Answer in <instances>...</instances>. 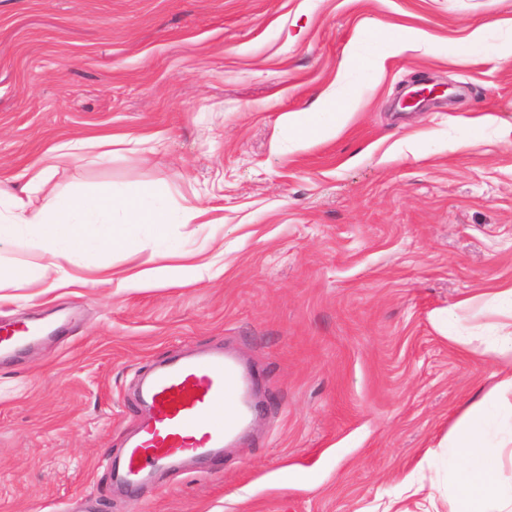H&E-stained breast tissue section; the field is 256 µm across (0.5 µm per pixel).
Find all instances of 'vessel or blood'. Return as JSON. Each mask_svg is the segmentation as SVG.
<instances>
[{"label": "vessel or blood", "instance_id": "obj_1", "mask_svg": "<svg viewBox=\"0 0 512 512\" xmlns=\"http://www.w3.org/2000/svg\"><path fill=\"white\" fill-rule=\"evenodd\" d=\"M253 376L217 349L203 356H179L152 368L141 386L149 414L122 464V476L137 485L151 468L194 457L220 458L256 412ZM225 416H218V408Z\"/></svg>", "mask_w": 512, "mask_h": 512}]
</instances>
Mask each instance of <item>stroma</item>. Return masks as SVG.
<instances>
[{
	"instance_id": "1",
	"label": "stroma",
	"mask_w": 512,
	"mask_h": 512,
	"mask_svg": "<svg viewBox=\"0 0 512 512\" xmlns=\"http://www.w3.org/2000/svg\"><path fill=\"white\" fill-rule=\"evenodd\" d=\"M401 25L432 48L393 53ZM506 42L512 0H0V183L121 134L53 187L149 184L213 219L96 256L122 271L172 246L210 265L189 285L0 289V326L53 324L0 363V512H448L445 443L490 386L486 344L512 329L496 296L512 281ZM430 82L435 103L406 107ZM330 93L350 100L344 128L294 143L289 113ZM487 113L497 125L476 124ZM219 346L256 369L253 429L117 488L140 374ZM485 448L511 486L512 404Z\"/></svg>"
}]
</instances>
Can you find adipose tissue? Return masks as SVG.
<instances>
[{
	"label": "adipose tissue",
	"instance_id": "adipose-tissue-1",
	"mask_svg": "<svg viewBox=\"0 0 512 512\" xmlns=\"http://www.w3.org/2000/svg\"><path fill=\"white\" fill-rule=\"evenodd\" d=\"M348 118L346 100L328 95L315 111L290 113L288 125L302 143L336 134ZM74 156L73 147L58 146L32 167L23 186L0 187V251L23 240L33 252L20 268H0V284L9 280L50 290L90 283L119 288L134 283L143 288L193 283L196 266L172 263L168 252L160 254L155 265L130 273L85 262L84 257L92 248L134 252L139 226L150 225L162 237L169 225L199 223L203 208L172 211L155 205L156 191L149 185L117 194L108 189L89 197L58 193L46 207L31 208L29 193L47 188L59 161ZM491 353L504 366L495 374L485 399L465 410L450 439L458 459L450 512H504L506 505H512V490L497 483L481 440L491 417L489 401L512 396V336Z\"/></svg>",
	"mask_w": 512,
	"mask_h": 512
}]
</instances>
